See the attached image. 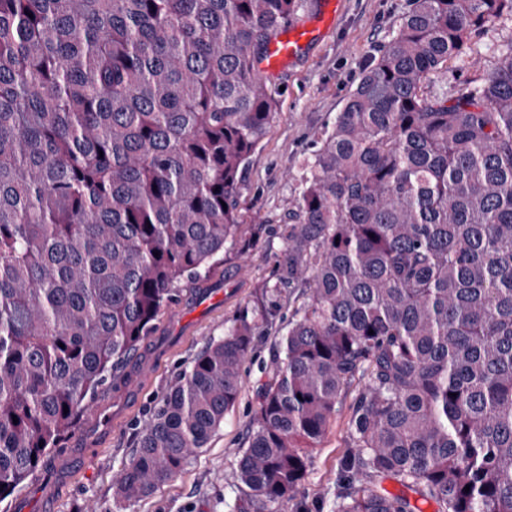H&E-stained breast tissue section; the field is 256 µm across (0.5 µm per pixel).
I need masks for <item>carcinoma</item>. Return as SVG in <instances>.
<instances>
[{"label": "carcinoma", "mask_w": 512, "mask_h": 512, "mask_svg": "<svg viewBox=\"0 0 512 512\" xmlns=\"http://www.w3.org/2000/svg\"><path fill=\"white\" fill-rule=\"evenodd\" d=\"M308 0H0V502L126 367L179 286L242 239L238 188L278 104L260 65ZM512 0H410L314 143L278 341L230 512H283L342 392L336 512H512V33L475 89L424 85ZM254 315L139 432L115 497L176 478L239 396ZM374 334H369V331ZM18 423H13V419ZM470 490H465V487ZM278 304L277 316L275 318L276 325H286L291 314L300 309L307 301L306 295L302 288H281V293L275 298Z\"/></svg>", "instance_id": "obj_1"}]
</instances>
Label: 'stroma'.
I'll use <instances>...</instances> for the list:
<instances>
[{"instance_id": "1", "label": "stroma", "mask_w": 512, "mask_h": 512, "mask_svg": "<svg viewBox=\"0 0 512 512\" xmlns=\"http://www.w3.org/2000/svg\"><path fill=\"white\" fill-rule=\"evenodd\" d=\"M408 8L409 0H339L333 23L302 57L274 74V83L282 88L279 104L238 193L241 224L248 231L262 225L263 233L250 238L245 248L226 249L223 262L213 268L209 285L221 289V298L200 304L186 292L164 312L155 336L146 341L151 355L145 379L97 399L57 450L53 469L1 502L0 512H227L257 393L271 375L276 353L271 335L256 340L234 408L175 480L148 498L118 505L112 498L113 477L130 462L138 431L191 359L209 339L223 337L225 328L251 313L257 291L279 287L301 163ZM503 33L498 21L473 32L465 52L449 59L428 90L466 92L480 85L496 62ZM364 384L358 377L344 389L306 478L284 512H334L340 466L350 451L352 406Z\"/></svg>"}]
</instances>
